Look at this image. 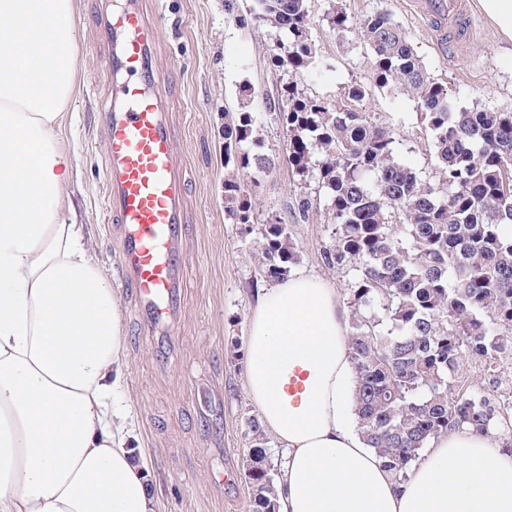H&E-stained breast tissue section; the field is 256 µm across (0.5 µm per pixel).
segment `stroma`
I'll return each mask as SVG.
<instances>
[{
	"mask_svg": "<svg viewBox=\"0 0 512 512\" xmlns=\"http://www.w3.org/2000/svg\"><path fill=\"white\" fill-rule=\"evenodd\" d=\"M232 9H225V2ZM159 16L155 64L172 72L167 119L186 183L182 296L172 330L141 323L119 266V234L102 220L105 128L100 120L111 74L92 52L104 0H74L76 80L66 136L72 177L65 191L78 223L88 225L99 265L115 289L123 316L126 370L117 402L124 407L133 448L145 455L157 487V512H251L246 476L252 446L247 422L257 409L244 388L249 316L260 289L274 281L262 270L264 225L286 222L300 251L292 273H312L347 300L351 267L327 265L334 243L327 193L315 178L292 172L283 158L288 135L275 106L284 83L341 108H355L389 126L396 159L427 182L439 178L432 136L414 98L371 88L356 104L347 85H369L371 54L354 28L384 10L409 35L431 75L457 106L512 107V54L477 0H467L474 29L446 48L412 0H307L319 66L291 74L274 66L277 32L254 21L255 0H143ZM341 7L351 28L328 21ZM249 107L261 153L280 158L275 169L231 171L224 165V114ZM236 175L252 203L254 222L235 224L224 204V180ZM309 210H301L302 202Z\"/></svg>",
	"mask_w": 512,
	"mask_h": 512,
	"instance_id": "1",
	"label": "stroma"
}]
</instances>
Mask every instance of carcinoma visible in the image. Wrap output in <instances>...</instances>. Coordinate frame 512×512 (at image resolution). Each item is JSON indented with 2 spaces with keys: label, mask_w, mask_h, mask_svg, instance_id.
Returning a JSON list of instances; mask_svg holds the SVG:
<instances>
[{
  "label": "carcinoma",
  "mask_w": 512,
  "mask_h": 512,
  "mask_svg": "<svg viewBox=\"0 0 512 512\" xmlns=\"http://www.w3.org/2000/svg\"><path fill=\"white\" fill-rule=\"evenodd\" d=\"M254 20L286 38L274 65L314 67L306 0H257ZM356 28L371 53L373 87L417 99L438 186L395 160L390 128L292 82L279 119L288 166L316 174L329 194L335 242L326 262L357 272L348 297L357 431L400 482L449 429L505 432L502 448L512 454V401L476 388L463 371L471 359L495 382L500 362L512 358V236L502 231L512 225V108L457 109L389 12ZM258 140L253 113H224L225 164L276 168L279 158L253 151ZM224 199L233 223H252L236 179L224 180ZM262 238V269L278 279L298 261L288 224L265 225ZM247 426L252 512H275L266 434L253 418Z\"/></svg>",
  "instance_id": "obj_1"
}]
</instances>
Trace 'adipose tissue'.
<instances>
[{
    "mask_svg": "<svg viewBox=\"0 0 512 512\" xmlns=\"http://www.w3.org/2000/svg\"><path fill=\"white\" fill-rule=\"evenodd\" d=\"M73 0H0V512H156L146 459L112 395L123 318L71 203L65 107ZM245 387L282 447L276 512H512V456L441 433L396 481L351 427L347 316L324 279L264 289Z\"/></svg>",
    "mask_w": 512,
    "mask_h": 512,
    "instance_id": "ef3b65f1",
    "label": "adipose tissue"
}]
</instances>
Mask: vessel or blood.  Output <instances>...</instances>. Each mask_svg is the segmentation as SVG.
Listing matches in <instances>:
<instances>
[{"label":"vessel or blood","instance_id":"vessel-or-blood-1","mask_svg":"<svg viewBox=\"0 0 512 512\" xmlns=\"http://www.w3.org/2000/svg\"><path fill=\"white\" fill-rule=\"evenodd\" d=\"M426 15L468 36L464 0H427ZM157 23L142 0H113L93 51L112 74L104 110L108 139L104 179L109 221L123 230L120 263L144 324L173 319L183 279L185 183L174 151L165 87L173 77L153 64Z\"/></svg>","mask_w":512,"mask_h":512}]
</instances>
